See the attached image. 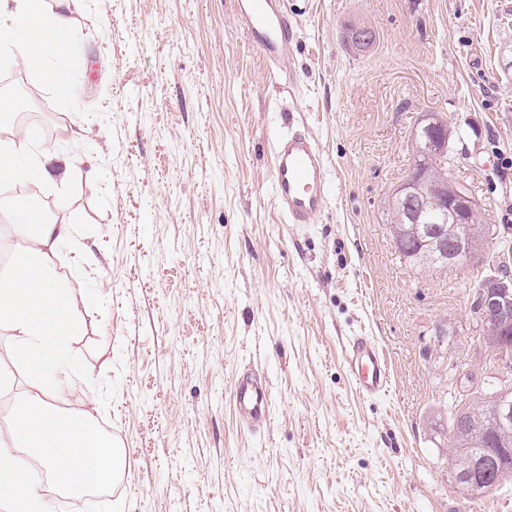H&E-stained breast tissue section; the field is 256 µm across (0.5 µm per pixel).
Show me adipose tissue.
Wrapping results in <instances>:
<instances>
[{
  "label": "adipose tissue",
  "instance_id": "obj_1",
  "mask_svg": "<svg viewBox=\"0 0 512 512\" xmlns=\"http://www.w3.org/2000/svg\"><path fill=\"white\" fill-rule=\"evenodd\" d=\"M78 39L69 0H0V59L35 70L64 95L72 91L68 60ZM35 142L28 130L0 141V220L22 242L0 264V330L15 336V360L33 381L7 436H0V503L10 512L48 509L18 449L39 461L63 491L102 487L124 469L120 452L88 413H66L57 405L77 388L70 344L90 297L71 293L59 272L62 249L76 228L51 219L39 192L46 184H66L75 158ZM20 184L31 185V192L12 194L11 186Z\"/></svg>",
  "mask_w": 512,
  "mask_h": 512
}]
</instances>
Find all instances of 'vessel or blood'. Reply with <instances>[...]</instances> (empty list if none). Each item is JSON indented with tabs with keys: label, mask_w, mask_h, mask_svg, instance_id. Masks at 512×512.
<instances>
[{
	"label": "vessel or blood",
	"mask_w": 512,
	"mask_h": 512,
	"mask_svg": "<svg viewBox=\"0 0 512 512\" xmlns=\"http://www.w3.org/2000/svg\"><path fill=\"white\" fill-rule=\"evenodd\" d=\"M234 11L238 25L262 56L270 76L297 84L290 60L296 31L281 0H235ZM272 157L273 204L284 223H316L333 189L328 159L318 141L305 127L289 129L274 140ZM344 360L360 396L378 397L388 392V358L370 337H352L345 346ZM233 392L237 411L247 424L267 423L272 401L266 382L253 374L242 375L234 380Z\"/></svg>",
	"instance_id": "obj_1"
}]
</instances>
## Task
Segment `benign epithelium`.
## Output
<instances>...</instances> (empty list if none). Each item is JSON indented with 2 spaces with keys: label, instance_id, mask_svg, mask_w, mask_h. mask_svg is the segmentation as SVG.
Instances as JSON below:
<instances>
[{
  "label": "benign epithelium",
  "instance_id": "7a95c632",
  "mask_svg": "<svg viewBox=\"0 0 512 512\" xmlns=\"http://www.w3.org/2000/svg\"><path fill=\"white\" fill-rule=\"evenodd\" d=\"M344 38L352 48L365 51L372 46L375 32L368 25L358 24L347 29ZM441 123L438 113H424L412 137L418 153L424 156L447 153L451 133L443 130ZM407 204L411 206L406 211L408 223L396 227V234L416 239L418 248L414 258L418 263L461 266L478 256L479 241L487 226L472 223L470 215L477 210V203L460 183L448 176V172L433 174L425 161H418L405 179L394 187L388 201L392 212ZM430 224L444 225L443 232L433 234L428 229ZM510 293L511 274L479 284L472 296V318L479 320L492 312L498 313L501 333L484 338L488 349L504 345L508 332L512 331V305L501 300ZM492 406L495 428H512V388L503 387L495 395Z\"/></svg>",
  "mask_w": 512,
  "mask_h": 512
}]
</instances>
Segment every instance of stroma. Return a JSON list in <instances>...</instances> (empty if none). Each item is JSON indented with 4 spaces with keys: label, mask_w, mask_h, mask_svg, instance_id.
<instances>
[{
    "label": "stroma",
    "mask_w": 512,
    "mask_h": 512,
    "mask_svg": "<svg viewBox=\"0 0 512 512\" xmlns=\"http://www.w3.org/2000/svg\"><path fill=\"white\" fill-rule=\"evenodd\" d=\"M297 87L269 77L233 0H71L82 40L64 96L24 83L46 147L77 160L50 217L77 223L61 269L86 293L71 344L96 425L127 457L109 491H53L50 512H512V479L469 498L448 461L450 397L512 382L469 313L470 288L512 228V0H284ZM376 31L365 52L344 27ZM436 112L453 131L448 171L488 236L467 265L424 271L400 255L387 200ZM329 159L314 224H285L271 146L289 122ZM373 337L389 396L359 397L347 337ZM0 334V432L31 378ZM272 393L243 425L232 382Z\"/></svg>",
    "instance_id": "35a3bbf8"
}]
</instances>
